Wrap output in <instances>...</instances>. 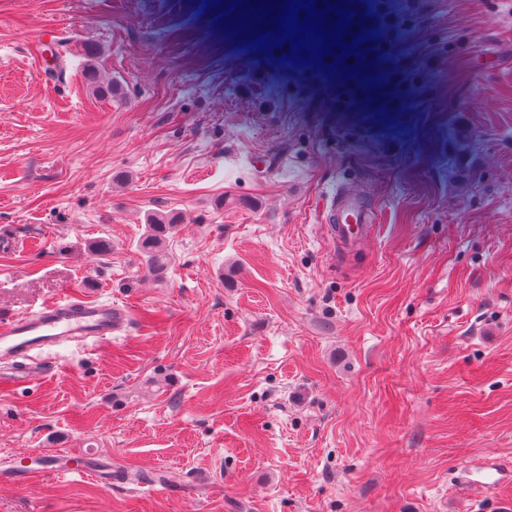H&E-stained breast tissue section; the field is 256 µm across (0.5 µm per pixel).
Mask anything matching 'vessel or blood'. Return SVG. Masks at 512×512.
Wrapping results in <instances>:
<instances>
[{
    "mask_svg": "<svg viewBox=\"0 0 512 512\" xmlns=\"http://www.w3.org/2000/svg\"><path fill=\"white\" fill-rule=\"evenodd\" d=\"M334 234L344 241L356 239L370 216L355 198L338 197L333 214ZM126 306L85 300L74 289H62L60 296L41 301L34 310L0 316V359L22 358L29 367L21 370L19 382L43 375L44 362L34 354L70 345L104 342L125 329ZM46 476L90 477L103 483L112 479V460L81 450L17 452L0 466V483L24 485Z\"/></svg>",
    "mask_w": 512,
    "mask_h": 512,
    "instance_id": "obj_1",
    "label": "vessel or blood"
}]
</instances>
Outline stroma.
Wrapping results in <instances>:
<instances>
[{"instance_id": "35a3bbf8", "label": "stroma", "mask_w": 512, "mask_h": 512, "mask_svg": "<svg viewBox=\"0 0 512 512\" xmlns=\"http://www.w3.org/2000/svg\"><path fill=\"white\" fill-rule=\"evenodd\" d=\"M204 12L0 0V314L68 286L129 311L0 393V453L117 479L0 487V512H512V0H384L387 122ZM340 194L371 217L347 246ZM154 211L182 221L156 280ZM486 462L500 483L464 484ZM0 466V483L24 485L45 476L91 477L112 483V458L82 450L27 451L12 453Z\"/></svg>"}]
</instances>
